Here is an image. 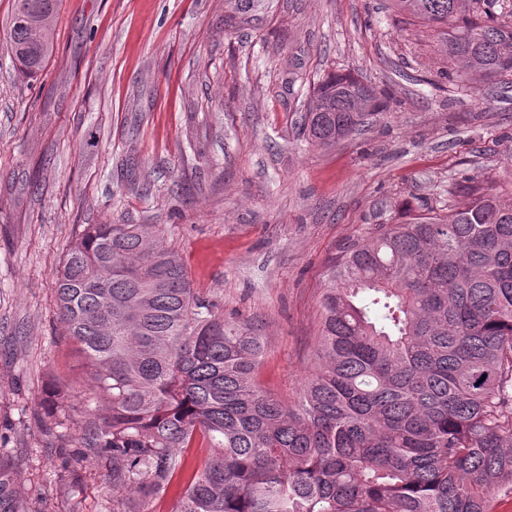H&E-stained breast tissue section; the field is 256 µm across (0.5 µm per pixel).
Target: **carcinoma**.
<instances>
[{
	"instance_id": "cac0c4a2",
	"label": "carcinoma",
	"mask_w": 512,
	"mask_h": 512,
	"mask_svg": "<svg viewBox=\"0 0 512 512\" xmlns=\"http://www.w3.org/2000/svg\"><path fill=\"white\" fill-rule=\"evenodd\" d=\"M490 0H392L440 30L450 68L512 76ZM59 0H14L7 51L41 74ZM387 100L318 80L303 135L329 148ZM156 224H86L57 274L60 321L107 412L81 437L112 461V512L185 483L174 512H494L512 492V197L379 224L326 270L316 366L293 407L261 389L259 325L195 295ZM204 448L187 472L185 450ZM0 512H28L0 468Z\"/></svg>"
}]
</instances>
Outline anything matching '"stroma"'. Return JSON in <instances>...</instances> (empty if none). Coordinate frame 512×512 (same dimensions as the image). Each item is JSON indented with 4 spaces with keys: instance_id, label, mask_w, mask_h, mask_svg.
Here are the masks:
<instances>
[{
    "instance_id": "1",
    "label": "stroma",
    "mask_w": 512,
    "mask_h": 512,
    "mask_svg": "<svg viewBox=\"0 0 512 512\" xmlns=\"http://www.w3.org/2000/svg\"><path fill=\"white\" fill-rule=\"evenodd\" d=\"M0 0V462L31 512H112V465L80 445L101 413L55 304L86 224H157L197 296L256 320L258 384L295 404L315 363L329 258L378 224L512 192V84L444 77L437 33L388 0H60L34 79ZM390 96L336 147L299 127L314 82ZM149 180L142 191L141 180ZM66 414L42 403L54 388Z\"/></svg>"
}]
</instances>
